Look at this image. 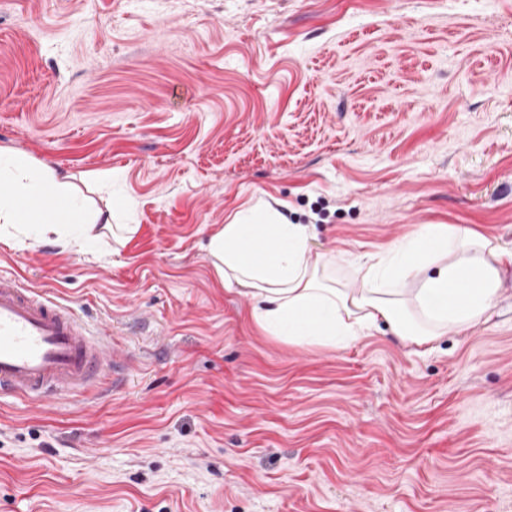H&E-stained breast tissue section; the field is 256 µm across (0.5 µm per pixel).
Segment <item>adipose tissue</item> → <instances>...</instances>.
Wrapping results in <instances>:
<instances>
[{
  "mask_svg": "<svg viewBox=\"0 0 512 512\" xmlns=\"http://www.w3.org/2000/svg\"><path fill=\"white\" fill-rule=\"evenodd\" d=\"M124 241L135 227L111 211H86L66 177L31 159L0 150V236L40 244L57 238L85 251L93 226ZM203 249L222 282L244 287L251 318L268 336L292 345H343L378 323L418 346L478 324L495 306L501 251L463 226L421 228L390 255L362 265L360 292L329 286L326 259L312 253L306 225L280 222L266 208L251 222L221 225ZM415 277V288L401 284Z\"/></svg>",
  "mask_w": 512,
  "mask_h": 512,
  "instance_id": "1",
  "label": "adipose tissue"
}]
</instances>
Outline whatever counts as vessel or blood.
Instances as JSON below:
<instances>
[{
	"instance_id": "obj_1",
	"label": "vessel or blood",
	"mask_w": 512,
	"mask_h": 512,
	"mask_svg": "<svg viewBox=\"0 0 512 512\" xmlns=\"http://www.w3.org/2000/svg\"><path fill=\"white\" fill-rule=\"evenodd\" d=\"M110 349L70 307L0 273V395L42 402L96 390L125 367Z\"/></svg>"
}]
</instances>
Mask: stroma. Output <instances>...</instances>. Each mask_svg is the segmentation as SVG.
Here are the masks:
<instances>
[{
  "mask_svg": "<svg viewBox=\"0 0 512 512\" xmlns=\"http://www.w3.org/2000/svg\"><path fill=\"white\" fill-rule=\"evenodd\" d=\"M0 147L137 230L0 270L122 381L0 401V512H512V264L421 347L263 334L200 248L265 205L337 287L420 227L512 254V0H0Z\"/></svg>",
  "mask_w": 512,
  "mask_h": 512,
  "instance_id": "1",
  "label": "stroma"
}]
</instances>
